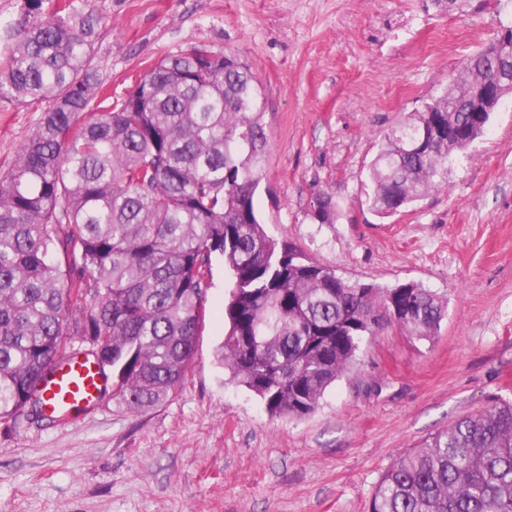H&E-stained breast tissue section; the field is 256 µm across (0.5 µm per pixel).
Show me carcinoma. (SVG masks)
Here are the masks:
<instances>
[{
	"mask_svg": "<svg viewBox=\"0 0 512 512\" xmlns=\"http://www.w3.org/2000/svg\"><path fill=\"white\" fill-rule=\"evenodd\" d=\"M102 23L92 0H25L0 20V99L40 113L0 171L1 422L47 419L40 382L78 339L99 343L131 411L165 401L194 357L215 256L229 277L218 360L273 415L314 412L385 328L437 330L446 302L432 290L346 280L266 233L264 94L240 55L180 51L114 98L93 65ZM499 56L495 38L384 134L370 166L380 217L448 186V161L490 119L462 108ZM312 209L328 223L339 204L318 194ZM370 512H512V403L397 459Z\"/></svg>",
	"mask_w": 512,
	"mask_h": 512,
	"instance_id": "obj_1",
	"label": "carcinoma"
}]
</instances>
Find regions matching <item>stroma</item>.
<instances>
[{
    "label": "stroma",
    "instance_id": "stroma-1",
    "mask_svg": "<svg viewBox=\"0 0 512 512\" xmlns=\"http://www.w3.org/2000/svg\"><path fill=\"white\" fill-rule=\"evenodd\" d=\"M94 62L114 94L190 48L240 54L269 140L255 201L267 234L351 281L413 282L447 302L437 332L389 327L302 418L230 382L223 260L183 381L152 410L105 395L80 423L0 422V512H368L385 470L431 434L512 401V96L450 162L448 189L378 217L384 133L512 23V0H95ZM38 113L0 99V169ZM339 204L312 214L317 194Z\"/></svg>",
    "mask_w": 512,
    "mask_h": 512
}]
</instances>
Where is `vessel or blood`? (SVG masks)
<instances>
[{
	"instance_id": "1",
	"label": "vessel or blood",
	"mask_w": 512,
	"mask_h": 512,
	"mask_svg": "<svg viewBox=\"0 0 512 512\" xmlns=\"http://www.w3.org/2000/svg\"><path fill=\"white\" fill-rule=\"evenodd\" d=\"M109 377L96 361L77 354L67 356L41 383L50 412L75 423L94 406L106 390Z\"/></svg>"
}]
</instances>
